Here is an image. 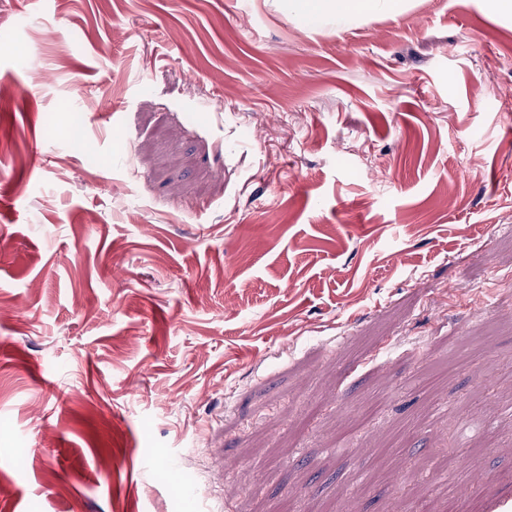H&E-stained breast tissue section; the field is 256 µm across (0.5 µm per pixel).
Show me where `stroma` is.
Segmentation results:
<instances>
[{"label": "stroma", "mask_w": 512, "mask_h": 512, "mask_svg": "<svg viewBox=\"0 0 512 512\" xmlns=\"http://www.w3.org/2000/svg\"><path fill=\"white\" fill-rule=\"evenodd\" d=\"M401 3L0 0V512L443 510L464 404L512 512V13ZM282 7L297 14L307 26L314 27L327 17L339 19L387 7L394 11L400 4L395 0H281Z\"/></svg>", "instance_id": "stroma-1"}]
</instances>
